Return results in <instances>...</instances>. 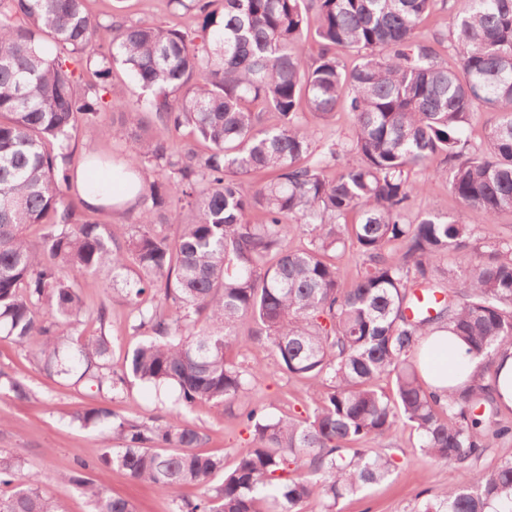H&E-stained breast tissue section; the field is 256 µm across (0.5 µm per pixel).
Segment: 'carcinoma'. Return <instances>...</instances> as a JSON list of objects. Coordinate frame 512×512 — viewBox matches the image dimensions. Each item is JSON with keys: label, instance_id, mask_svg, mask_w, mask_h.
<instances>
[{"label": "carcinoma", "instance_id": "cac0c4a2", "mask_svg": "<svg viewBox=\"0 0 512 512\" xmlns=\"http://www.w3.org/2000/svg\"><path fill=\"white\" fill-rule=\"evenodd\" d=\"M89 2L0 0V335L90 391L121 395L138 380L175 388L185 409L222 406L254 442L226 471L224 458L196 452L207 435L179 410L150 425L84 407L71 419L102 428L97 465L170 497L205 486L174 512H303L312 500L336 512L397 468L385 449L357 444L403 423L422 454L461 474L418 512H512V460L473 469L491 443L512 439L485 384L512 347V238L457 217L407 219L424 190L416 170L447 179L486 224L512 211V0H462L448 29L429 34L420 27L436 0H170L192 13V33L101 20ZM445 49L457 68L442 64ZM347 51L360 56L351 68ZM116 66L135 97L116 92ZM478 107L499 118L474 145L466 131ZM338 108L353 115L355 137L319 151L311 124ZM107 120L112 140L135 150L77 158V133ZM349 154L358 162L327 177V164ZM89 162L115 165L137 191L124 241L80 199L77 170ZM256 172L270 178L245 189ZM353 210L361 220L349 224ZM28 226L40 228L41 248ZM298 229L307 243L290 250ZM347 248L362 269L345 288L336 258ZM133 266L124 291L145 339L118 372L106 334L78 330L86 307L70 273L96 274L103 287ZM244 319L248 340H267L284 373L321 381L306 416L275 418L259 402L233 410L259 375L228 357L244 347ZM435 329L476 362L445 399L422 375L437 348L423 338ZM1 387L30 399L2 371ZM89 469L79 462L63 479L91 512H135ZM1 486L11 491L0 512H60L16 457L0 455Z\"/></svg>", "mask_w": 512, "mask_h": 512}]
</instances>
